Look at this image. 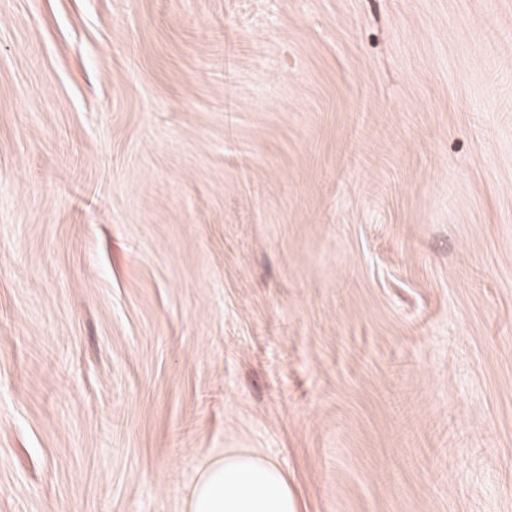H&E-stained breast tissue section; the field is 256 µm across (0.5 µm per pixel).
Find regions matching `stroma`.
Wrapping results in <instances>:
<instances>
[{
	"instance_id": "35a3bbf8",
	"label": "stroma",
	"mask_w": 512,
	"mask_h": 512,
	"mask_svg": "<svg viewBox=\"0 0 512 512\" xmlns=\"http://www.w3.org/2000/svg\"><path fill=\"white\" fill-rule=\"evenodd\" d=\"M512 512V0H0V512ZM188 512H298V504L276 462L238 449L206 464Z\"/></svg>"
}]
</instances>
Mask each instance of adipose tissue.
Returning <instances> with one entry per match:
<instances>
[{"mask_svg": "<svg viewBox=\"0 0 512 512\" xmlns=\"http://www.w3.org/2000/svg\"><path fill=\"white\" fill-rule=\"evenodd\" d=\"M188 512H298V504L276 462L238 449L206 464Z\"/></svg>", "mask_w": 512, "mask_h": 512, "instance_id": "1", "label": "adipose tissue"}]
</instances>
